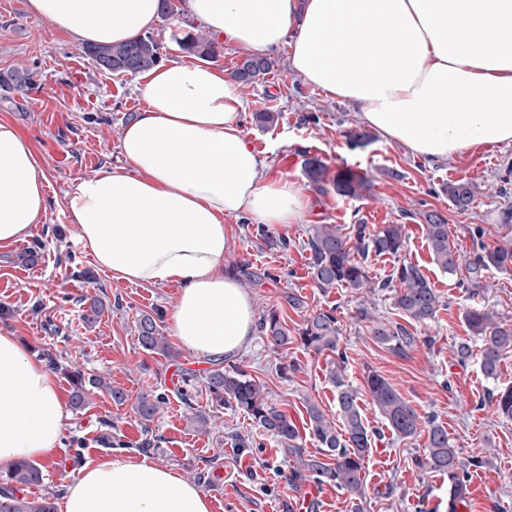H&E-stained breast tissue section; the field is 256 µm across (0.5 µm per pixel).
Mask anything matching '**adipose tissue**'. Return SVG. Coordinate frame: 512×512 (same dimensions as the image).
<instances>
[{
  "label": "adipose tissue",
  "instance_id": "1",
  "mask_svg": "<svg viewBox=\"0 0 512 512\" xmlns=\"http://www.w3.org/2000/svg\"><path fill=\"white\" fill-rule=\"evenodd\" d=\"M77 44H115L152 29L159 0H27ZM224 44L269 55L388 141L433 161L476 145H512V0H181ZM146 103L120 138L124 166L68 195L77 242L119 280L179 287L170 327L207 358L249 352L252 294L227 271L224 221L301 223L309 195L267 176L243 129L237 84L214 63L150 69ZM46 174L31 142L0 120V247L23 241L45 211ZM68 419L55 377L0 332V473L52 459ZM60 512H210L175 471L115 457L67 484Z\"/></svg>",
  "mask_w": 512,
  "mask_h": 512
}]
</instances>
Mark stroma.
<instances>
[{
    "label": "stroma",
    "instance_id": "35a3bbf8",
    "mask_svg": "<svg viewBox=\"0 0 512 512\" xmlns=\"http://www.w3.org/2000/svg\"><path fill=\"white\" fill-rule=\"evenodd\" d=\"M203 30L202 24L179 15L157 21L152 33L161 44L163 62H192L178 39ZM288 54V46H281L272 55L271 72L242 92L249 114L245 132L260 161L270 176L285 175L303 184V161L316 156L330 172L349 167L368 174L372 190L352 198L336 194L328 181L321 189H309L312 204L304 220L271 229L290 240L281 251L256 241L247 216L228 219L225 261L246 263L250 276L243 284L253 295L256 315L276 309L289 332L300 329L306 311L336 308L340 345L349 359L346 380L358 391L372 431L360 512H446L448 506L447 481L420 473L412 462L425 446V435L401 439L388 430L366 391L370 370L385 377L420 416L435 417L462 457L481 460L472 473L463 512H512V420L498 416L488 399L490 391L512 385V352L506 354L495 383L483 378L477 360L461 365L452 355L456 342L480 345L463 322L467 309L484 307L512 324V272L470 269L475 229L483 230L485 242L503 240L499 215L503 205H512V145H480L450 161L427 162L376 133L365 143H352L349 132L362 129L355 107L326 99L290 74ZM19 66L36 72L38 81L21 93L0 82V119L11 121L30 139L47 176L46 211L25 241L0 249V332L16 336L54 374L62 403L70 401L69 373L76 369L104 376L126 396L118 405L109 391L95 389L83 411L70 412L61 448L43 463L44 480L30 489V496L61 497L84 467L123 456L170 468L196 483L208 495L211 512H351L347 496L334 487L289 483L292 457L242 412L211 405L202 389L188 401L179 394L182 375L190 373L201 381L212 369L234 363L296 423L306 420L310 401L333 421L336 390L327 377V354L293 342L288 355L300 370L286 379L277 370V353L262 336H255L247 354L215 360L186 350L167 326L162 333L174 357L147 353L138 343L134 321L143 312L168 310L177 286H139L112 278L74 240L67 196L79 180L123 165L121 131L146 106L138 92L141 76L102 74L68 35L31 15L26 0H14L0 10V79ZM265 109L279 113L276 125L261 128L252 121V113ZM310 112L319 115V123L304 122ZM458 181L479 187L464 210L446 192L448 184ZM431 209L446 218L448 242L462 257L456 273L443 272L431 257L422 221L423 211ZM314 224L345 230L354 224H400L405 242L395 255L362 256L374 291L334 288L324 293L312 281L305 246ZM34 247L41 250L35 263L28 259ZM404 262L419 265L443 307L432 321L413 325L419 342L400 357L371 337L358 310L366 306L383 322L401 321L394 291L384 282ZM292 293L303 297L304 308L289 307ZM92 296L105 300L106 308L89 325L82 300ZM148 392L164 394L166 402L146 424L134 404ZM197 410L206 413L207 429L191 424Z\"/></svg>",
    "mask_w": 512,
    "mask_h": 512
}]
</instances>
